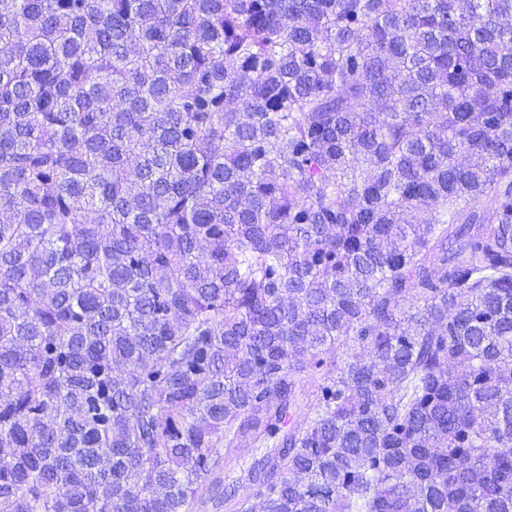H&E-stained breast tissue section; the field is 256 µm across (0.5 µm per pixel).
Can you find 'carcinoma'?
<instances>
[{
    "label": "carcinoma",
    "instance_id": "carcinoma-1",
    "mask_svg": "<svg viewBox=\"0 0 512 512\" xmlns=\"http://www.w3.org/2000/svg\"><path fill=\"white\" fill-rule=\"evenodd\" d=\"M0 512H512V0H0Z\"/></svg>",
    "mask_w": 512,
    "mask_h": 512
}]
</instances>
